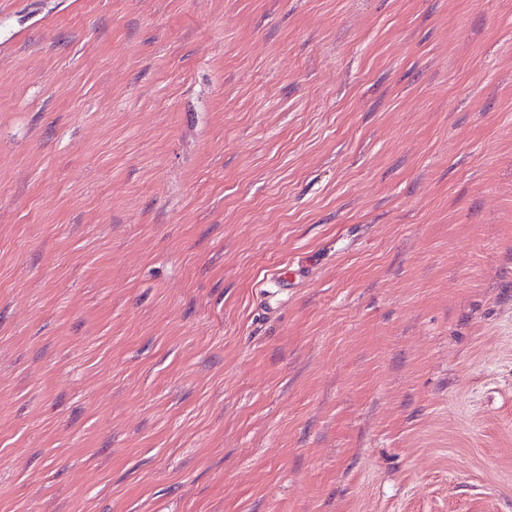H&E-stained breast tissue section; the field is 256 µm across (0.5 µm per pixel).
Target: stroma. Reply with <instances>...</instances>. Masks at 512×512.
<instances>
[{"instance_id":"35a3bbf8","label":"stroma","mask_w":512,"mask_h":512,"mask_svg":"<svg viewBox=\"0 0 512 512\" xmlns=\"http://www.w3.org/2000/svg\"><path fill=\"white\" fill-rule=\"evenodd\" d=\"M0 512H512V0H0Z\"/></svg>"}]
</instances>
